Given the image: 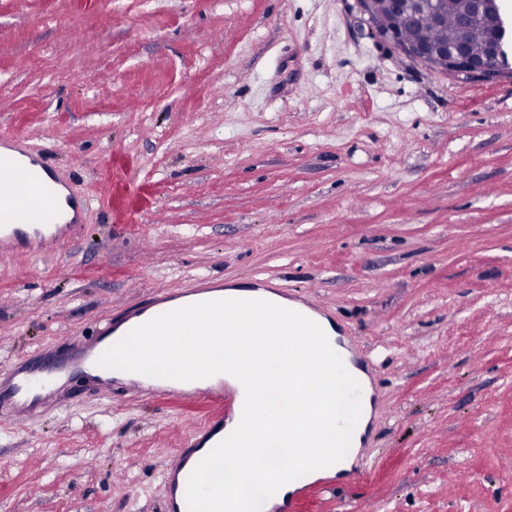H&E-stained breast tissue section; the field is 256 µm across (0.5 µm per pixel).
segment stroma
I'll list each match as a JSON object with an SVG mask.
<instances>
[{
	"label": "stroma",
	"mask_w": 512,
	"mask_h": 512,
	"mask_svg": "<svg viewBox=\"0 0 512 512\" xmlns=\"http://www.w3.org/2000/svg\"><path fill=\"white\" fill-rule=\"evenodd\" d=\"M353 0H0V137L91 200L0 247V367L200 279L305 297L373 357L355 483L299 512H512V76L451 77ZM0 423V512H166L205 401L66 388Z\"/></svg>",
	"instance_id": "1"
}]
</instances>
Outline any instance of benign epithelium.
I'll list each match as a JSON object with an SVG mask.
<instances>
[{
    "label": "benign epithelium",
    "instance_id": "1",
    "mask_svg": "<svg viewBox=\"0 0 512 512\" xmlns=\"http://www.w3.org/2000/svg\"><path fill=\"white\" fill-rule=\"evenodd\" d=\"M490 0H471L467 12L459 20V35L450 44L432 43L422 37L425 27L440 28L448 24L447 0H356L358 12L369 23L371 38L390 44L394 50L428 70L446 75H464L478 81H492L508 71L493 65L469 48L468 33L475 28H488L491 38L498 32L487 26ZM410 27L416 36L403 34Z\"/></svg>",
    "mask_w": 512,
    "mask_h": 512
}]
</instances>
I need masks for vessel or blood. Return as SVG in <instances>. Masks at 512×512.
<instances>
[{
    "label": "vessel or blood",
    "instance_id": "1",
    "mask_svg": "<svg viewBox=\"0 0 512 512\" xmlns=\"http://www.w3.org/2000/svg\"><path fill=\"white\" fill-rule=\"evenodd\" d=\"M59 176L45 166L40 151L23 138L0 139V246L7 245L35 254L48 242H71L87 205L75 194L60 195ZM137 311L111 322L89 337H81L58 355L31 365L11 364L0 369V418L11 425H30L54 394L55 385L76 377L111 385L116 372L98 366L97 360L131 329L146 322ZM135 390L147 389L157 396L179 395L184 400L215 403L219 412L199 436L178 452V461L163 474L167 512H187L186 487L196 465L207 455L205 441L221 442L226 421L240 419L243 388L224 381L205 379L182 382L139 376Z\"/></svg>",
    "mask_w": 512,
    "mask_h": 512
}]
</instances>
